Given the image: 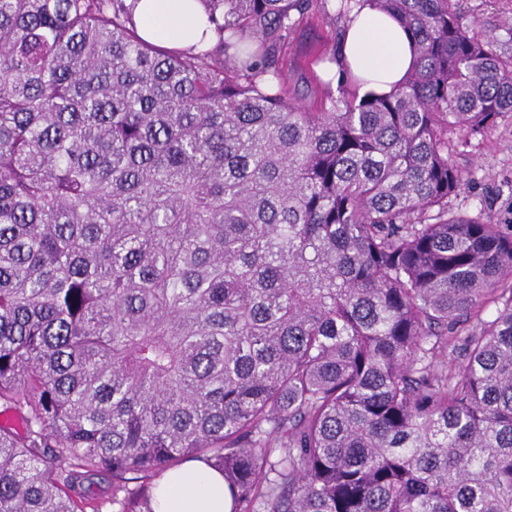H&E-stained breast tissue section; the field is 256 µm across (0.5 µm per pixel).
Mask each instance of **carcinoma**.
<instances>
[{"mask_svg": "<svg viewBox=\"0 0 512 512\" xmlns=\"http://www.w3.org/2000/svg\"><path fill=\"white\" fill-rule=\"evenodd\" d=\"M328 2L202 0L194 53L0 0V512H154L188 458L229 512H512V226L448 206L512 55L370 0L414 69L305 106L279 46Z\"/></svg>", "mask_w": 512, "mask_h": 512, "instance_id": "cac0c4a2", "label": "carcinoma"}]
</instances>
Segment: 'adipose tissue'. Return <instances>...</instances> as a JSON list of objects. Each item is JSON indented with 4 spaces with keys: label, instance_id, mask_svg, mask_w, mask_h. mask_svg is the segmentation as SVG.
<instances>
[{
    "label": "adipose tissue",
    "instance_id": "adipose-tissue-1",
    "mask_svg": "<svg viewBox=\"0 0 512 512\" xmlns=\"http://www.w3.org/2000/svg\"><path fill=\"white\" fill-rule=\"evenodd\" d=\"M139 33L147 41L180 49L207 50L216 43L202 0H139ZM332 82L352 81L359 94H390L408 75L414 41L371 0L355 7ZM223 475L189 460L167 471L154 490L155 512H226Z\"/></svg>",
    "mask_w": 512,
    "mask_h": 512
}]
</instances>
